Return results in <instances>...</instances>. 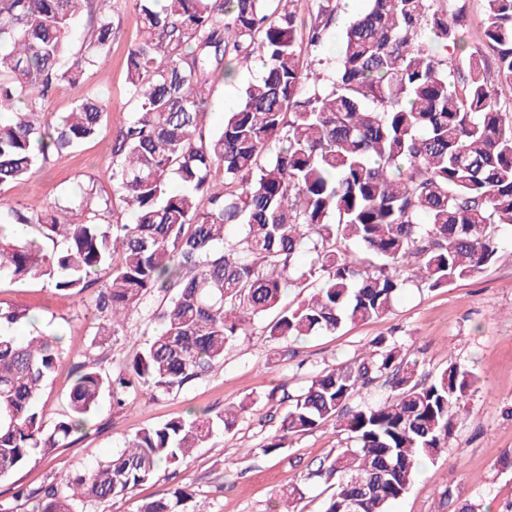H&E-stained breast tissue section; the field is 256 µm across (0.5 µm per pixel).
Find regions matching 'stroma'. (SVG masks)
<instances>
[{
    "label": "stroma",
    "mask_w": 512,
    "mask_h": 512,
    "mask_svg": "<svg viewBox=\"0 0 512 512\" xmlns=\"http://www.w3.org/2000/svg\"><path fill=\"white\" fill-rule=\"evenodd\" d=\"M112 16V42L100 69L85 81L57 87L48 109L62 114L93 95L108 102L99 134L71 150L53 154L31 180L0 187V209H22L32 202L63 200L79 185L92 186L98 196L112 198V138L134 108L126 59L140 36L135 0H105ZM260 65L241 70L231 83H217L210 96L206 122H224L225 103L259 77ZM163 293L131 312L120 336H97V316L90 298L79 299L55 290L41 279H0V305L29 309L38 326L62 338L59 368L44 384L41 401L46 422L54 424L68 410L73 364L94 359L115 375L123 371L139 345L156 330L149 316ZM265 320L254 321L247 336L229 347L222 363L179 391L132 395V409L117 410L102 396L82 434L65 448L34 455L11 477L0 481V512H31L15 500L17 487L36 489L95 467L122 448L142 428L189 410L217 413L249 402L237 427L218 433L211 445L196 449L181 466L160 469L153 480L128 497L112 501L107 510L85 504L81 512H137L149 499L177 487L194 492L193 507L204 512H278L289 485L303 489L296 512H322L330 492L308 482L306 475L336 449L346 436L325 425L302 436H288L279 453L261 448L280 427L286 410L283 391H295L315 372L368 351L379 336L397 340L422 364L423 373L437 374L449 358L477 373L479 381L458 423L453 450L425 462L407 493L390 512H459L472 502L482 512H512V244H504L498 260L482 274L446 288H428L413 279L392 309L381 318L347 324L333 334L288 341H269Z\"/></svg>",
    "instance_id": "stroma-1"
}]
</instances>
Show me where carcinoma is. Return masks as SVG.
<instances>
[{"mask_svg": "<svg viewBox=\"0 0 512 512\" xmlns=\"http://www.w3.org/2000/svg\"><path fill=\"white\" fill-rule=\"evenodd\" d=\"M293 2L137 0L141 34L127 55L136 110L112 139L111 174L133 222L102 223L111 203L89 186L64 205L13 209L11 223L38 227L56 247L1 240L0 278L46 279L78 297L95 289L101 336L123 332L154 290L171 297L152 312L159 330L127 370L108 377L88 361L74 365L69 411L49 428L39 395L59 366L61 337L15 336L35 318L0 306V478L68 446L103 393L123 408L136 390L178 391L200 378L272 311V341L334 333L388 313L416 269L428 287L445 288L497 260L500 230L512 226V113L498 105L512 86V0H484L491 63L462 54L457 0H369L335 57L304 64ZM335 13L321 0L310 47L323 46ZM111 40L101 0H0V186L30 180L50 153L98 133L102 101L83 99L53 123L45 105L55 86L98 66ZM256 60L261 77L220 129L207 128L215 81ZM300 254L310 256L305 268L295 265ZM104 266L112 273L101 281ZM307 278L310 296L279 309ZM382 378L384 402L350 406ZM476 381L451 359L423 378L401 345L376 339L283 393L280 435L261 451L332 422L349 443L307 476L331 487L325 512H347L363 484L361 512H389L422 460L450 448ZM244 409L174 416L93 470L15 496L37 500L36 512H77L78 501L105 509L235 429ZM192 498L177 488L139 512H186Z\"/></svg>", "mask_w": 512, "mask_h": 512, "instance_id": "cac0c4a2", "label": "carcinoma"}]
</instances>
